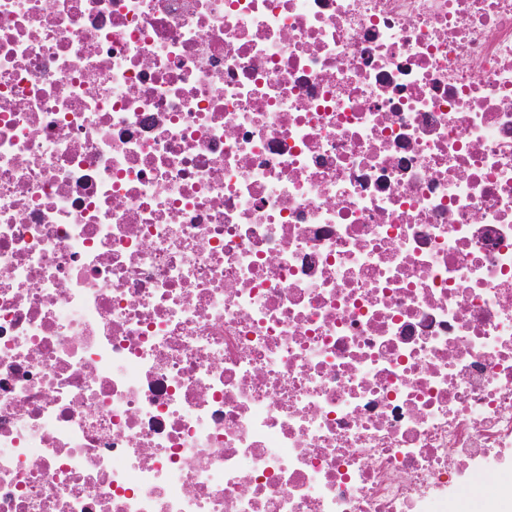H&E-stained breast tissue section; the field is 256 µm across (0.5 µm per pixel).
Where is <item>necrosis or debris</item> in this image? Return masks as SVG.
<instances>
[{
    "mask_svg": "<svg viewBox=\"0 0 512 512\" xmlns=\"http://www.w3.org/2000/svg\"><path fill=\"white\" fill-rule=\"evenodd\" d=\"M512 512V0H0V512Z\"/></svg>",
    "mask_w": 512,
    "mask_h": 512,
    "instance_id": "1",
    "label": "necrosis or debris"
}]
</instances>
